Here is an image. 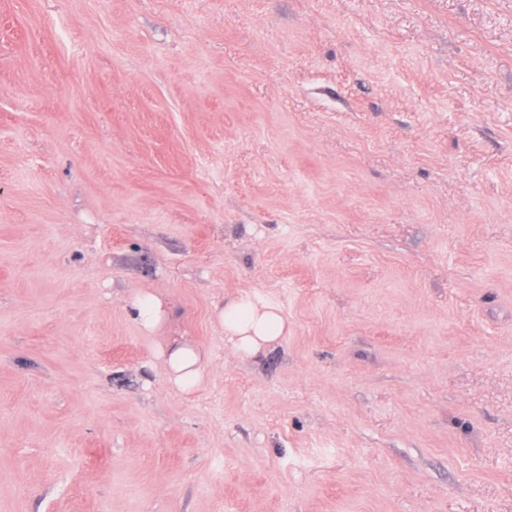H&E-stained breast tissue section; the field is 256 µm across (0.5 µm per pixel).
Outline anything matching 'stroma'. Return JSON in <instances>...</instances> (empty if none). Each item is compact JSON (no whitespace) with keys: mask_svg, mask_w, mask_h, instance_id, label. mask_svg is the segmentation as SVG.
<instances>
[{"mask_svg":"<svg viewBox=\"0 0 512 512\" xmlns=\"http://www.w3.org/2000/svg\"><path fill=\"white\" fill-rule=\"evenodd\" d=\"M0 512H512V0H0ZM134 318L145 330H152L170 311L160 297L154 294H141L131 303ZM224 340L242 355H253L288 332L280 309L257 295L229 300L219 313ZM163 356L173 385L182 392L194 390L203 377L205 354L188 340L179 338L169 345Z\"/></svg>","mask_w":512,"mask_h":512,"instance_id":"35a3bbf8","label":"stroma"}]
</instances>
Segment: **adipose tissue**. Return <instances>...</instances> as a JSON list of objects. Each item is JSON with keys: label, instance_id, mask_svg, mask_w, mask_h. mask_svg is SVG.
I'll list each match as a JSON object with an SVG mask.
<instances>
[{"label": "adipose tissue", "instance_id": "adipose-tissue-1", "mask_svg": "<svg viewBox=\"0 0 512 512\" xmlns=\"http://www.w3.org/2000/svg\"><path fill=\"white\" fill-rule=\"evenodd\" d=\"M219 320L225 341L242 355L256 354L288 331V322L280 309L253 294L229 300L220 311ZM164 364L173 385L189 392L203 377L206 356L191 342L179 338L170 344Z\"/></svg>", "mask_w": 512, "mask_h": 512}]
</instances>
